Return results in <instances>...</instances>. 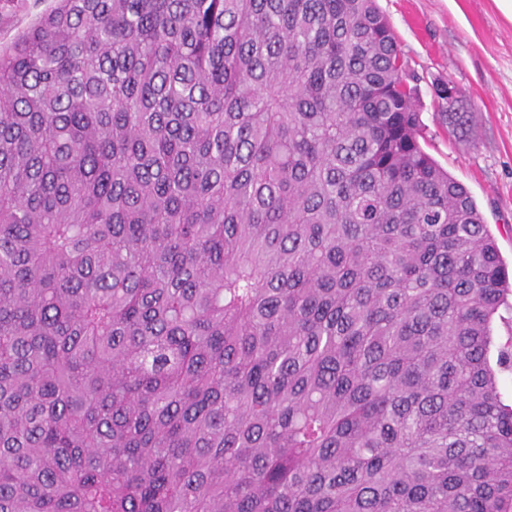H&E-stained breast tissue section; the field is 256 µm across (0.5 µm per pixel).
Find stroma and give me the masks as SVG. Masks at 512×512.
<instances>
[{"instance_id":"obj_1","label":"stroma","mask_w":512,"mask_h":512,"mask_svg":"<svg viewBox=\"0 0 512 512\" xmlns=\"http://www.w3.org/2000/svg\"><path fill=\"white\" fill-rule=\"evenodd\" d=\"M412 79L425 150L470 191L512 270V21L495 0H377ZM54 0H0V47ZM460 91L441 100L437 84Z\"/></svg>"}]
</instances>
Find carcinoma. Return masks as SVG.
Wrapping results in <instances>:
<instances>
[{"instance_id":"carcinoma-1","label":"carcinoma","mask_w":512,"mask_h":512,"mask_svg":"<svg viewBox=\"0 0 512 512\" xmlns=\"http://www.w3.org/2000/svg\"><path fill=\"white\" fill-rule=\"evenodd\" d=\"M376 0H56L0 51V512H512V294Z\"/></svg>"}]
</instances>
